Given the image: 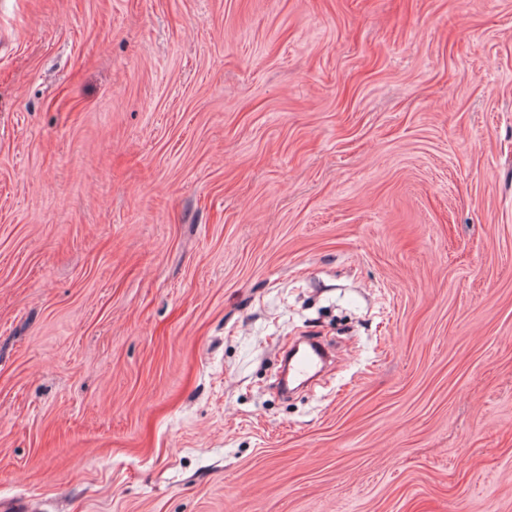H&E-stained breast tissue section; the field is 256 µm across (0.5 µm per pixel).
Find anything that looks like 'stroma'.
Listing matches in <instances>:
<instances>
[{
  "mask_svg": "<svg viewBox=\"0 0 512 512\" xmlns=\"http://www.w3.org/2000/svg\"><path fill=\"white\" fill-rule=\"evenodd\" d=\"M15 500L512 512V0H0ZM309 345L308 351L297 358L294 357V361L290 363L289 375L291 374L295 381H310L318 373L320 365L325 362L323 355L318 350L321 344Z\"/></svg>",
  "mask_w": 512,
  "mask_h": 512,
  "instance_id": "obj_1",
  "label": "stroma"
}]
</instances>
